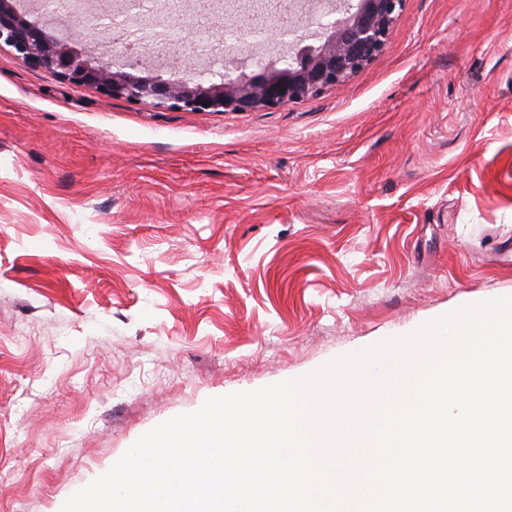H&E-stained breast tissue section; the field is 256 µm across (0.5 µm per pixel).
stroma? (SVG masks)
Masks as SVG:
<instances>
[{"mask_svg":"<svg viewBox=\"0 0 512 512\" xmlns=\"http://www.w3.org/2000/svg\"><path fill=\"white\" fill-rule=\"evenodd\" d=\"M512 296V0H405L343 85L131 104L0 48V512L140 436Z\"/></svg>","mask_w":512,"mask_h":512,"instance_id":"stroma-1","label":"stroma"}]
</instances>
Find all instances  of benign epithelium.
Instances as JSON below:
<instances>
[{"mask_svg":"<svg viewBox=\"0 0 512 512\" xmlns=\"http://www.w3.org/2000/svg\"><path fill=\"white\" fill-rule=\"evenodd\" d=\"M359 12L327 27L324 41L298 55L299 69L267 67L266 79L242 71L218 82L193 77L142 78L112 57L77 47L93 39L85 29L50 35L32 22L18 0H0V44L64 80L88 85L134 104L151 102L183 112H252L286 106L344 84L384 48L404 0H358Z\"/></svg>","mask_w":512,"mask_h":512,"instance_id":"7a95c632","label":"benign epithelium"}]
</instances>
